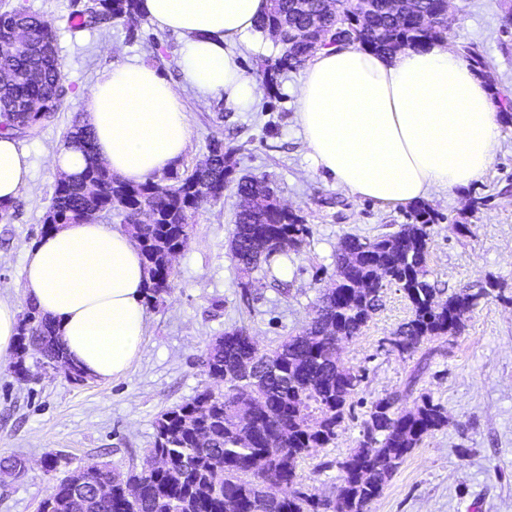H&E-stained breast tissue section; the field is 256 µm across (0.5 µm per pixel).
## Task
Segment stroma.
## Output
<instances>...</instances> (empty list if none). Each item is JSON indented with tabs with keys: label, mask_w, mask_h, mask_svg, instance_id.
I'll use <instances>...</instances> for the list:
<instances>
[{
	"label": "stroma",
	"mask_w": 512,
	"mask_h": 512,
	"mask_svg": "<svg viewBox=\"0 0 512 512\" xmlns=\"http://www.w3.org/2000/svg\"><path fill=\"white\" fill-rule=\"evenodd\" d=\"M71 2L0 0L1 7L23 6L51 26L64 83L73 89L38 137L20 141L32 180L10 220L0 221L1 301L25 308L24 258L43 235L59 178L52 156L101 72L129 60L158 67L179 86L191 129L184 165L203 161L211 135L222 133L238 147L236 176L268 178L281 200L305 217L311 235L301 251L279 256L272 274L242 272L230 252L240 198L228 188L196 214L169 295L146 308L143 354L125 376L74 383L65 370L43 369L35 355L26 359L29 380L0 367V459L26 462L21 476L0 477V512H37L53 483L41 467L46 454L57 455L64 471L104 464L123 473L142 464L157 415L207 384L202 358L212 339L243 326L260 347L271 348L298 334L311 322L321 289L335 278L343 238L396 232L411 214L354 197L312 169L296 119L300 72L282 73L274 94L263 95L253 110L222 111L217 99L185 85L181 70L154 56L148 40L161 31L150 20L78 30ZM164 36L172 54L181 56L182 38ZM448 42L475 46L492 65L493 98L512 96V0H458ZM479 197L483 206L471 209V199ZM427 202L440 215L428 228L430 282L445 296L485 285L490 294L466 316L460 333L402 355L389 341L410 320L412 307L402 290L385 288L381 308L361 334L339 345L342 361L362 380L334 444L297 461L298 486L334 497L341 464L358 448L372 403L396 393L408 412L427 395L446 409L448 424L406 457L370 512H512V123L502 125L494 161L479 181L434 191Z\"/></svg>",
	"instance_id": "stroma-1"
}]
</instances>
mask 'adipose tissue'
<instances>
[{
	"label": "adipose tissue",
	"instance_id": "adipose-tissue-1",
	"mask_svg": "<svg viewBox=\"0 0 512 512\" xmlns=\"http://www.w3.org/2000/svg\"><path fill=\"white\" fill-rule=\"evenodd\" d=\"M265 7L266 0H140L143 15L184 38L185 82L239 110L261 91L235 47H263L255 21ZM83 107L95 159L125 181L168 171L188 147L181 91L149 64L103 71ZM297 122L315 170L387 209L480 180L501 136L486 84L442 42L392 54L317 48L301 78ZM30 179L25 151L0 134V206L14 204ZM147 279L136 241L96 219L45 234L23 268L24 295L50 318L69 361L102 381L123 376L143 351Z\"/></svg>",
	"mask_w": 512,
	"mask_h": 512
}]
</instances>
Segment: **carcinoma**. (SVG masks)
Masks as SVG:
<instances>
[{
  "instance_id": "1",
  "label": "carcinoma",
  "mask_w": 512,
  "mask_h": 512,
  "mask_svg": "<svg viewBox=\"0 0 512 512\" xmlns=\"http://www.w3.org/2000/svg\"><path fill=\"white\" fill-rule=\"evenodd\" d=\"M137 0H90L71 13L77 27L104 29L115 20L138 18ZM326 30L323 46L358 45L392 54L447 39L450 28L443 0H268L256 21L263 33L278 30V54L261 72L268 88L284 70H297L311 54L310 15ZM48 25L23 8L0 11V132L37 137L54 118L68 94L56 47L43 43ZM86 156L93 153V133L75 115L65 135ZM200 166H178L162 176L128 183L103 165L88 162L54 187L43 229L115 213L139 243L149 279L148 302L164 300L171 289L169 255L186 245L193 218L207 204L224 197L236 183L237 194L259 200L236 215L233 259L247 273L271 266L280 251L257 254L253 240L261 232L286 238L301 250L310 236L305 218L283 210L263 177L234 180L237 147L215 134ZM440 215L421 203L412 223L373 239L348 236L336 254L334 288L320 292L316 316L302 333L260 350L244 326L214 338L203 365L210 380L189 401L159 414L154 442L142 465L126 475L106 466L75 467L56 480L39 512H319L321 501L297 488L295 462L336 440L348 402L361 381L338 357V341L360 335L379 305L386 284L400 288L412 318L391 340L401 354L421 343L457 334L465 315L489 296L485 288L462 289L444 298L428 281L429 225ZM388 283L378 280L379 270ZM37 350L52 365L65 358L51 321L33 303L20 321L14 372L26 380L25 357ZM394 394L372 403L364 439L342 463L336 495L338 512H370L386 482L405 457L434 430L448 424L445 409L425 397L416 411L398 410ZM108 496L98 494L102 484ZM139 483L137 498L127 485Z\"/></svg>"
}]
</instances>
